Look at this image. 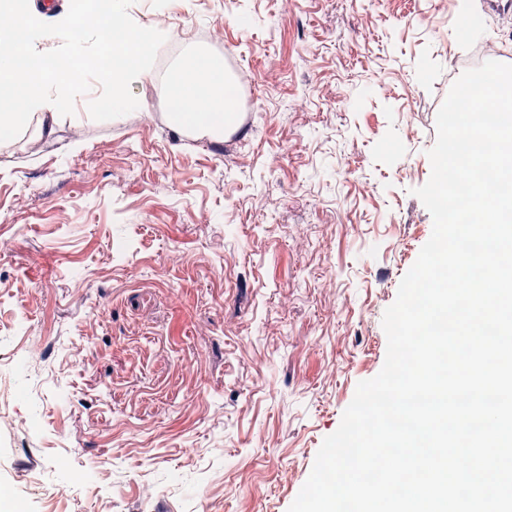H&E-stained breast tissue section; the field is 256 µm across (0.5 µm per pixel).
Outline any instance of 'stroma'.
Segmentation results:
<instances>
[{
  "mask_svg": "<svg viewBox=\"0 0 512 512\" xmlns=\"http://www.w3.org/2000/svg\"><path fill=\"white\" fill-rule=\"evenodd\" d=\"M458 9L126 0L169 32L137 107L0 144V365L41 342L0 391V512H288L432 234L414 190L476 66ZM196 50L252 82L233 135L173 123ZM65 461L94 479L61 492Z\"/></svg>",
  "mask_w": 512,
  "mask_h": 512,
  "instance_id": "obj_1",
  "label": "stroma"
}]
</instances>
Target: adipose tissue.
Masks as SVG:
<instances>
[{
  "label": "adipose tissue",
  "mask_w": 512,
  "mask_h": 512,
  "mask_svg": "<svg viewBox=\"0 0 512 512\" xmlns=\"http://www.w3.org/2000/svg\"><path fill=\"white\" fill-rule=\"evenodd\" d=\"M31 2L6 0L14 21L0 25V92L10 100L8 107H0V136L16 133L35 118L47 133L64 115L73 124H81L83 115L73 106L86 88L77 79L58 77L57 72L93 51L114 62L105 71L107 93L100 106L115 114L135 107L130 88L149 72L151 53L166 40V31L129 26L124 0H108L106 10L89 28L67 15L35 13ZM48 42L53 44V52H46ZM167 83L183 126L201 136H223L229 115L237 108L223 59L206 53L190 55L169 74Z\"/></svg>",
  "instance_id": "1"
}]
</instances>
